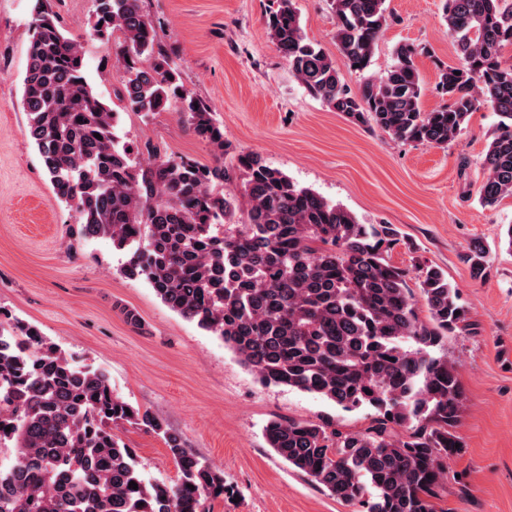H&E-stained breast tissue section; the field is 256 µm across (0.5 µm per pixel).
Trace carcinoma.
<instances>
[{"label":"carcinoma","mask_w":512,"mask_h":512,"mask_svg":"<svg viewBox=\"0 0 512 512\" xmlns=\"http://www.w3.org/2000/svg\"><path fill=\"white\" fill-rule=\"evenodd\" d=\"M270 2L267 35L299 83L354 123L446 147L473 113L495 112L479 203L512 198V60L504 56L512 0H445L457 61L438 68L434 90L448 103L429 111L416 65L428 50L419 44L398 45L386 75L355 91L341 77L342 65L369 68L388 24L386 0H331L339 63L308 40L294 0ZM30 14L23 108L56 195L79 215L77 235L130 249L125 275L144 278L170 309L223 340L262 384L373 411L357 433L269 421L266 442L289 465L366 512H447L434 499L457 451L464 402L453 363L435 350L469 315L448 276L426 268L417 299L406 272L383 255L397 238L393 225L359 223L257 154L224 164V129L156 47L140 0H94L90 36L119 34L122 101L144 117L177 107L211 147L212 166L157 154L137 163L116 132L117 113L87 82L82 42L64 32L49 0H30ZM123 423L162 436L177 482L142 477L133 450L112 433ZM7 442L15 454L0 465V512H202V500L224 495V475L114 393L105 371L75 365L33 326L0 321V446Z\"/></svg>","instance_id":"1"}]
</instances>
